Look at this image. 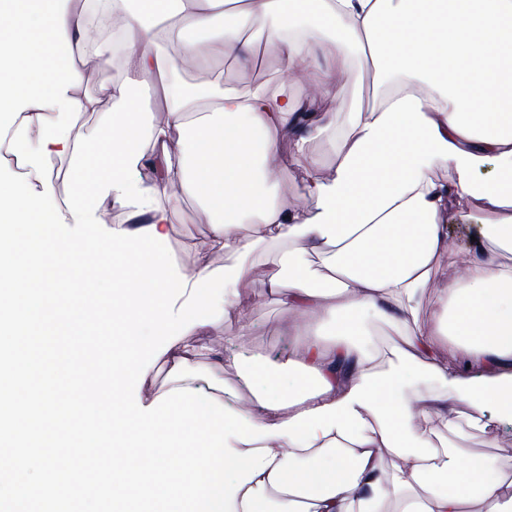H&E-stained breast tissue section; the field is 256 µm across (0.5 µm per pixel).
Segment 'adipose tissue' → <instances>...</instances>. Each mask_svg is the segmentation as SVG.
I'll return each mask as SVG.
<instances>
[{
    "label": "adipose tissue",
    "mask_w": 512,
    "mask_h": 512,
    "mask_svg": "<svg viewBox=\"0 0 512 512\" xmlns=\"http://www.w3.org/2000/svg\"><path fill=\"white\" fill-rule=\"evenodd\" d=\"M124 17L121 79L159 82L166 117L155 122L143 160L155 172L140 188L168 189L215 215L207 248L237 257L255 241L277 247L268 288L294 317L300 339L278 365L256 362L243 379L255 396L238 413L257 426L342 401L364 374L387 365L375 325L404 324L401 348L439 368L448 385L404 388L413 435L449 439L485 430L484 412L450 406L451 380L512 375V0H110ZM179 17L182 58L205 68L210 38L250 62L249 30L275 50L282 76L306 77L319 98L335 96L353 57L375 71L372 104L353 103L337 130L324 112L299 127L300 103L263 85L223 89L175 82L160 66L149 19ZM73 65L81 77L108 70L110 40L89 42L85 0L65 11ZM337 139L336 165L302 172L304 203L276 204L269 161L280 143L302 152L311 136ZM489 177H481L486 165ZM445 168L450 178H435ZM478 200L485 222L461 277H447L448 226ZM305 253L323 256L312 272ZM432 292L434 311L415 316ZM195 325L160 357L169 388H197L192 366L208 362L210 395L224 396L221 344ZM457 362H449V354ZM366 443L337 432L311 448L263 439L275 459L236 494V512H512V470L457 446L432 460L409 455L382 470L384 444L372 411L361 410Z\"/></svg>",
    "instance_id": "obj_1"
}]
</instances>
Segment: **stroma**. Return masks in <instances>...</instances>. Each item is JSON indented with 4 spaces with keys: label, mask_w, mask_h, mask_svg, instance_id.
<instances>
[{
    "label": "stroma",
    "mask_w": 512,
    "mask_h": 512,
    "mask_svg": "<svg viewBox=\"0 0 512 512\" xmlns=\"http://www.w3.org/2000/svg\"><path fill=\"white\" fill-rule=\"evenodd\" d=\"M253 57L250 63L239 62L225 52L221 45H213L208 65V77L224 88H243L263 83L272 91L287 90L299 101H307V87L295 80H282L274 53L262 38L252 37ZM169 205L174 230L166 243L174 264L180 267L208 264L223 266L225 257L219 252H209L204 244L209 236L212 213L195 200L169 191ZM484 217L480 202H470L459 223L450 225L448 233L455 244L449 258V272L460 268V258L469 247ZM288 314L270 294L263 278H256L245 311L235 309L224 313V345L236 348L244 365L256 360L274 363L295 348L296 337L286 333ZM486 422L490 432L498 438L494 448L486 447L485 434L474 431L460 439L461 447L492 461L512 459V421L500 418L495 412H487ZM488 431V432H489Z\"/></svg>",
    "instance_id": "35a3bbf8"
}]
</instances>
